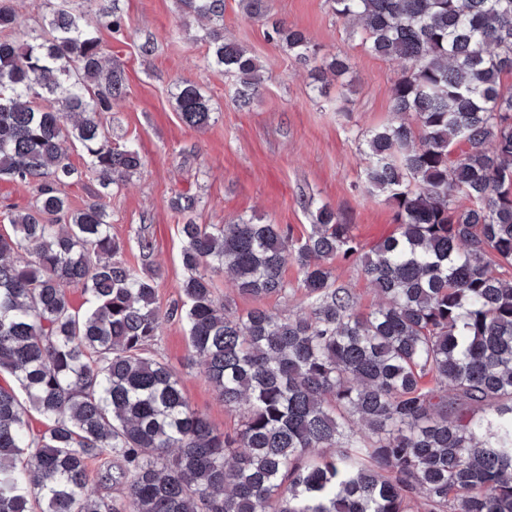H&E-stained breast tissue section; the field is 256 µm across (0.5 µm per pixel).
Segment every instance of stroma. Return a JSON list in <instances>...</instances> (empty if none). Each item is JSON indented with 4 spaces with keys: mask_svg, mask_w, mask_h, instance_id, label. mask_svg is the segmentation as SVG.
<instances>
[{
    "mask_svg": "<svg viewBox=\"0 0 512 512\" xmlns=\"http://www.w3.org/2000/svg\"><path fill=\"white\" fill-rule=\"evenodd\" d=\"M119 6L123 37L105 30L101 38L124 65L128 88L102 121L113 140L139 145L143 166L112 195V234L124 246V260L137 267V237L148 231L155 246L152 260L160 269L162 306L179 301L184 278L183 218L171 207L179 193L198 197L193 218L199 224L255 216L290 226L301 237L312 222L305 206L310 200L343 213L364 246L395 231L391 206L364 187L362 140L390 119L400 64L371 54L351 37L328 0H270L272 16L306 32L321 53L349 58L353 84L331 82L324 98L312 92L308 69L268 39L263 22L247 17L238 0H224L225 39L256 56L266 76L248 112L233 103L235 78L205 65V44L178 39L182 20L174 0H119ZM147 40L153 51L144 55L139 46ZM182 79L200 86L211 100L215 120L204 129L185 126L176 110L170 90ZM284 278L291 289L285 298L240 296L226 278L217 279L216 292L237 311L262 307L285 317L299 312L303 301L294 261H286ZM157 349L180 377L192 408L219 430H236L238 412L225 408L191 364L178 320L164 323Z\"/></svg>",
    "mask_w": 512,
    "mask_h": 512,
    "instance_id": "stroma-1",
    "label": "stroma"
}]
</instances>
